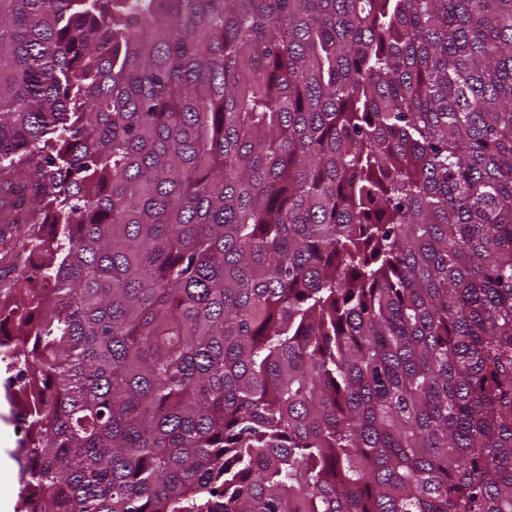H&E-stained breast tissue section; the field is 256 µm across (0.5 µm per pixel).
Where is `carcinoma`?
Here are the masks:
<instances>
[{"mask_svg": "<svg viewBox=\"0 0 512 512\" xmlns=\"http://www.w3.org/2000/svg\"><path fill=\"white\" fill-rule=\"evenodd\" d=\"M21 512H512V0H0Z\"/></svg>", "mask_w": 512, "mask_h": 512, "instance_id": "cac0c4a2", "label": "carcinoma"}]
</instances>
